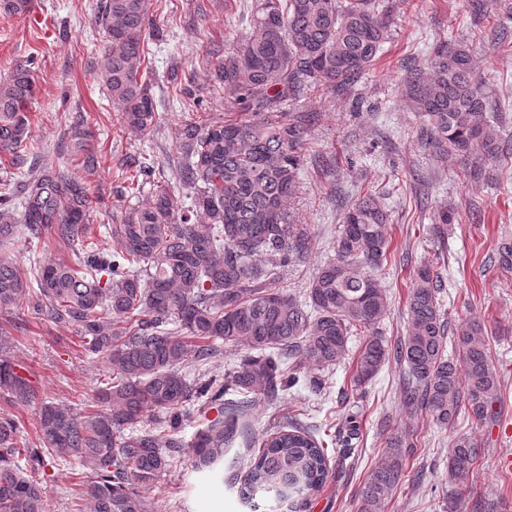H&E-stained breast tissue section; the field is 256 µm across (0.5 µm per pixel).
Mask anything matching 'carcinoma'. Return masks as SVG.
I'll return each mask as SVG.
<instances>
[{"instance_id": "cac0c4a2", "label": "carcinoma", "mask_w": 512, "mask_h": 512, "mask_svg": "<svg viewBox=\"0 0 512 512\" xmlns=\"http://www.w3.org/2000/svg\"><path fill=\"white\" fill-rule=\"evenodd\" d=\"M32 0H0V12L22 16ZM150 0H99L94 21L105 38L100 78L119 107L120 123L142 136L157 129V105L142 69L146 61ZM249 32L217 63L205 61L206 82L236 95L241 117L201 115L185 124L168 165L178 189L160 186L140 204L129 203L109 225L112 252L91 244L77 261L31 270L0 258V312L68 326L86 354L102 359L110 374L97 388L96 409L43 401L37 435L42 447L22 442L21 421L0 417V512H46L48 489L23 471L19 457L42 466L55 457L83 467L85 512H152L141 489L170 466L171 448H192L194 464L207 468L224 457L239 434L249 396L276 400L294 387L300 370H329L353 358L351 387L363 389L388 361L404 366V404L424 409L446 426L460 411L484 424L495 418L499 377L481 329L460 331L455 356L446 355L447 321L439 302L442 276L431 264L418 269L408 294L406 335L396 341L378 325L389 307L378 283L388 261L387 211L365 194L343 217L335 257L321 265L304 297L276 287L284 268L306 258L311 232L295 223L293 202L308 124L288 115V100L306 90H344L373 69L392 36L388 0H254ZM421 67L406 70L405 98L417 112L425 144L437 158L448 154L478 167L512 156L489 117V98L475 82L469 53L439 48ZM38 86L33 62L0 76V156L18 177L0 192V244L24 229L28 237L73 247L83 241L90 214L112 216L105 199L89 192L99 173L95 135L88 123L67 129L70 152L84 177L36 167L30 150L28 108ZM27 311L20 314L21 304ZM249 352L223 376L191 374L220 344ZM0 391L18 408L36 401L18 372L8 343L0 342ZM234 393L224 418L211 421L187 445L178 436L194 413ZM387 459L360 493V512H384L402 482L406 436L389 439ZM480 456L476 440L458 437L449 450L448 477L468 483ZM327 448L297 419L261 443L239 487L258 510L291 503L301 512L332 478Z\"/></svg>"}]
</instances>
